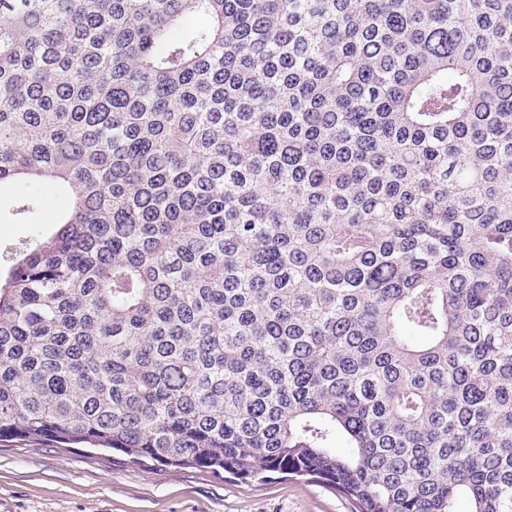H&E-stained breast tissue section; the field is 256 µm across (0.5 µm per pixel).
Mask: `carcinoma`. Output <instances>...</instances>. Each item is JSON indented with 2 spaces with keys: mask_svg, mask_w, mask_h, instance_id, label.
I'll list each match as a JSON object with an SVG mask.
<instances>
[{
  "mask_svg": "<svg viewBox=\"0 0 512 512\" xmlns=\"http://www.w3.org/2000/svg\"><path fill=\"white\" fill-rule=\"evenodd\" d=\"M2 185L0 442L512 512V0H0ZM48 218L47 212L35 216L31 219V224H1L0 223V241L10 239L17 241L31 237L34 234H47L54 228L53 225L44 224Z\"/></svg>",
  "mask_w": 512,
  "mask_h": 512,
  "instance_id": "1",
  "label": "carcinoma"
}]
</instances>
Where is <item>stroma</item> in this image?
Segmentation results:
<instances>
[{"label": "stroma", "instance_id": "35a3bbf8", "mask_svg": "<svg viewBox=\"0 0 512 512\" xmlns=\"http://www.w3.org/2000/svg\"><path fill=\"white\" fill-rule=\"evenodd\" d=\"M304 479L241 483L189 467L133 464L92 448L0 442V512H351Z\"/></svg>", "mask_w": 512, "mask_h": 512}]
</instances>
